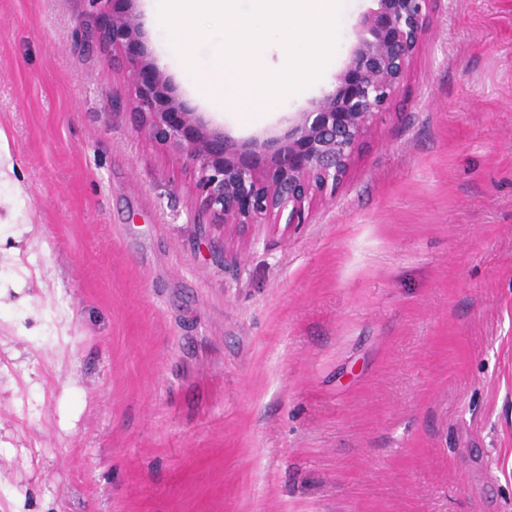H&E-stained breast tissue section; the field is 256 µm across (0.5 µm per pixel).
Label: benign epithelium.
<instances>
[{"instance_id": "7a95c632", "label": "benign epithelium", "mask_w": 512, "mask_h": 512, "mask_svg": "<svg viewBox=\"0 0 512 512\" xmlns=\"http://www.w3.org/2000/svg\"><path fill=\"white\" fill-rule=\"evenodd\" d=\"M93 8L79 24L83 48L122 58L135 79L129 97L134 129L181 159L195 179L201 213L225 225L305 224V203L335 191L345 179L364 137L389 112L422 40L434 0H375L365 13L348 61L332 90L295 113L279 137L238 140L209 126L177 95L155 60L128 53L141 27L129 8H104L112 0H88Z\"/></svg>"}]
</instances>
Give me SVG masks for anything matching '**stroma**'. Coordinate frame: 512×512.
Wrapping results in <instances>:
<instances>
[{"label": "stroma", "mask_w": 512, "mask_h": 512, "mask_svg": "<svg viewBox=\"0 0 512 512\" xmlns=\"http://www.w3.org/2000/svg\"><path fill=\"white\" fill-rule=\"evenodd\" d=\"M141 49L211 126L245 120ZM88 0H0V512H512V0H434L306 225L210 223L136 133Z\"/></svg>", "instance_id": "stroma-1"}]
</instances>
